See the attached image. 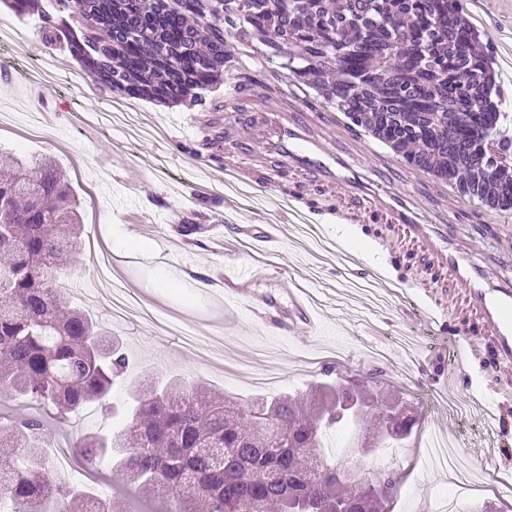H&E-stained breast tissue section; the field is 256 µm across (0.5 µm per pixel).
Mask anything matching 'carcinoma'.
<instances>
[{
    "label": "carcinoma",
    "mask_w": 512,
    "mask_h": 512,
    "mask_svg": "<svg viewBox=\"0 0 512 512\" xmlns=\"http://www.w3.org/2000/svg\"><path fill=\"white\" fill-rule=\"evenodd\" d=\"M459 0H49L40 35L125 97L188 101L224 81L228 40L265 47L288 78L411 169L492 211L512 209V159L491 172L499 95L491 56ZM80 203L47 156L0 150V395L64 418L108 400L128 360L58 283L74 277ZM331 381L236 404L172 377L130 396L126 422L86 434L79 455L166 500V512H380L398 484L323 452L333 428L363 426L356 452L403 438L405 413L336 420ZM392 423L393 433L380 428ZM39 413L0 421V487L14 512H125L53 470Z\"/></svg>",
    "instance_id": "obj_1"
}]
</instances>
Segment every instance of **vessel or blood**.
<instances>
[{
    "mask_svg": "<svg viewBox=\"0 0 512 512\" xmlns=\"http://www.w3.org/2000/svg\"><path fill=\"white\" fill-rule=\"evenodd\" d=\"M224 102L242 113L250 131L249 140L239 142L235 156L225 163L224 184L229 189L224 196L225 204L235 205L234 190L254 185L248 162L250 144L254 141L264 145L269 157L268 187H275L286 169L303 173L324 185L340 186L352 204L380 215L401 230L423 259L447 277L449 285L462 286L463 328L448 336L450 368L447 378L441 381L442 386L456 387L467 378L473 363L483 357L477 344L481 338L490 345L488 359L493 367L503 377L512 378V285L493 276L498 259L472 260V253L479 250L478 239H471L466 248H459L450 225L429 223L410 196L396 192L395 179L389 170L362 171L354 156L337 153L333 138L314 136L300 116L275 113L260 103L247 105L232 89L225 91ZM261 275L258 269L228 268L218 285L225 297L243 304L256 319L264 321L280 305L253 290L254 281ZM289 301L288 313L280 320L282 329L290 334L301 329L312 330L310 307L303 292H291ZM473 406L493 426L482 456L485 461H495L503 448L497 431L503 408L497 403L487 404L482 397L475 399Z\"/></svg>",
    "mask_w": 512,
    "mask_h": 512,
    "instance_id": "obj_1",
    "label": "vessel or blood"
}]
</instances>
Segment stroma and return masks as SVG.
Here are the masks:
<instances>
[{
  "label": "stroma",
  "instance_id": "35a3bbf8",
  "mask_svg": "<svg viewBox=\"0 0 512 512\" xmlns=\"http://www.w3.org/2000/svg\"><path fill=\"white\" fill-rule=\"evenodd\" d=\"M479 2L484 22L500 30L489 51L500 89L498 109L506 115L499 132L512 139V0ZM55 58L56 70L37 84L44 92L40 99L23 72L0 73V111L17 117L0 126V147L61 162L81 199L84 224L72 300L120 340L129 367L112 389L110 408L92 404L64 423L46 418L53 442L73 443L122 425L128 385L143 388L171 373L210 383L243 403L259 397L253 380L268 374L277 380L273 393L281 394L321 381L328 366L352 375L377 372L384 391L413 405L417 417L395 459L374 452L351 460L355 467L398 472L391 512H434L438 498L447 495V473L418 448L431 433L462 438L456 465L476 489L461 497V505L489 502L497 512H512V496L497 493L503 481L512 482V382H499L492 370L478 366L458 395L464 402L469 392H483L504 405V453L490 468L481 461L487 421L471 408L455 413L453 403L439 397V375L448 367L445 334H436L429 349L420 342L424 325L418 305L441 307L444 319L452 317L435 289L437 272L377 217L346 222L343 192L299 173L283 176L282 189L307 202H332L334 223H292L266 194H240L239 207L226 208L224 162L246 127L239 115L223 110L224 88L302 109L323 134H336L337 149L365 167L399 168L400 157L365 132L348 129L343 113L323 107L313 90L288 79L278 61L243 40L230 45L224 83L207 95L216 112L138 98L133 128L102 117L118 99L107 87L91 81L63 88L71 63L60 50ZM201 185L206 194L198 193ZM405 190L433 218L456 197L424 173H410ZM453 226L461 240L481 239L484 252L503 256L497 273L512 281V210L469 201ZM351 250L369 264L380 253L393 257L394 273L406 289H379V301H371L363 290L365 273L345 272L344 254ZM228 265L262 267L267 276L257 291L283 305L290 290L306 289L314 302L316 334H284L276 322H258L225 300L213 281ZM98 471V487L120 497L126 512H163L165 501L130 491L106 464Z\"/></svg>",
  "mask_w": 512,
  "mask_h": 512
}]
</instances>
